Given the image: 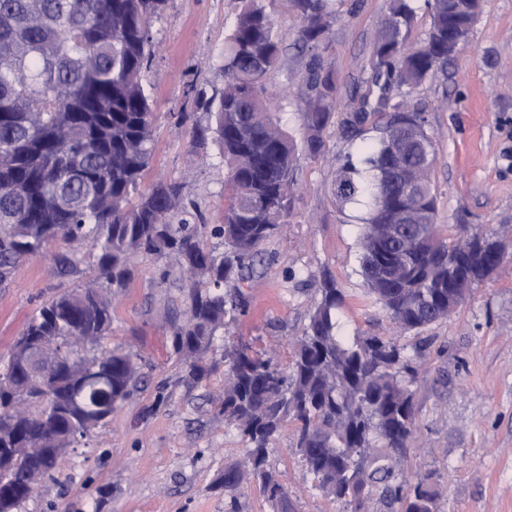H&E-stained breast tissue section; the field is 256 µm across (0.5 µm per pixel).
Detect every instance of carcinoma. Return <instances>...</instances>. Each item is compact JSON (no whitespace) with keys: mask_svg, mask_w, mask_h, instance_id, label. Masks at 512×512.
<instances>
[{"mask_svg":"<svg viewBox=\"0 0 512 512\" xmlns=\"http://www.w3.org/2000/svg\"><path fill=\"white\" fill-rule=\"evenodd\" d=\"M166 0H0V287L42 239L57 235L71 250L56 258L58 271L80 262L79 248L98 251L96 280L58 295L28 319L22 335L66 347L61 361L44 362L32 378L16 352L0 373V444L20 449L0 471V500L19 507L32 494L31 474L66 434L80 436L112 419L135 385V355L98 349L112 325V300L131 277L140 253L175 255L189 307L174 327L173 348L190 379L211 371L214 336L238 303L227 304L224 285L246 279L250 261L292 214L299 146L276 115L266 76L283 54L282 36L261 0L241 6L225 37L224 91L218 102L198 94L210 112L226 169L231 203L224 224L211 230L183 218L181 185L160 181L129 204L151 158L153 112L143 85L151 61L149 20ZM341 0H289L302 25L297 41L314 48L337 17ZM427 40L409 35L414 0H387L373 39L371 82L376 105L347 109L340 131L359 136L375 120L379 139L365 146L372 172L362 269L370 291L403 332H419L448 318L459 305L448 283H471L495 270V245L472 234L449 243L438 230L433 173L439 156L428 127L392 138L400 112L425 113L414 101L428 80L448 65V31L466 21L478 0H425ZM304 145L312 154L337 108L336 78L311 65L302 80ZM332 193L339 203L365 186L351 159L336 162ZM407 216L402 231L387 225ZM221 239L220 255L200 245L205 233ZM304 336L294 342L291 369L251 353L224 349L228 365L220 413L249 445L242 465L224 468L227 512H241L237 496L254 483L273 512H294L288 490L267 468L270 444L284 424H296L290 450L304 461L317 488L344 499L353 512H373L379 496L389 512H441L443 488L435 473L402 474L401 459L415 428L412 385L419 366L395 341L368 337L349 346L336 335L342 300L325 278ZM110 396L112 409L100 404Z\"/></svg>","mask_w":512,"mask_h":512,"instance_id":"carcinoma-1","label":"carcinoma"}]
</instances>
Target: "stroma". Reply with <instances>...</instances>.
Returning <instances> with one entry per match:
<instances>
[{"instance_id":"1","label":"stroma","mask_w":512,"mask_h":512,"mask_svg":"<svg viewBox=\"0 0 512 512\" xmlns=\"http://www.w3.org/2000/svg\"><path fill=\"white\" fill-rule=\"evenodd\" d=\"M262 3L286 46L282 67L266 85L281 91V117L300 140L306 99L289 76L317 62L333 71L340 103L358 102L369 90L367 62L387 0H344L327 38L305 53L294 46L300 21L287 0ZM238 8L239 0H166L150 19L155 51L144 82L154 112L152 156L130 201L167 179L182 184L196 223H223L224 165L213 141H197L210 115L195 101L224 90V37ZM415 99L427 111L441 158L433 174L441 236L451 242L463 230L496 235L505 245L502 265L473 284L447 320L417 334L398 332L362 275L370 200L362 195L341 206L332 194L336 159L363 160L378 132L369 123L347 140L330 126L320 155L300 153L293 214L256 257L241 285L247 309L215 337L213 370L201 381L187 378L171 342L189 305L177 258L133 259L101 346L141 355L137 387L112 420L62 455L18 512H225L224 468L244 461L248 445L218 413L224 348L241 342L289 368V342L304 333L326 277L343 294L336 334L344 342L379 336L420 355L415 430L403 470L437 474L442 512H512V0H484L446 74L427 81ZM62 250L57 244L23 260L10 287L0 288V362L43 301L97 276L91 250L74 272L50 274ZM295 430V423L284 426L268 459L295 512H351L346 501L316 489L302 459L290 454Z\"/></svg>"}]
</instances>
